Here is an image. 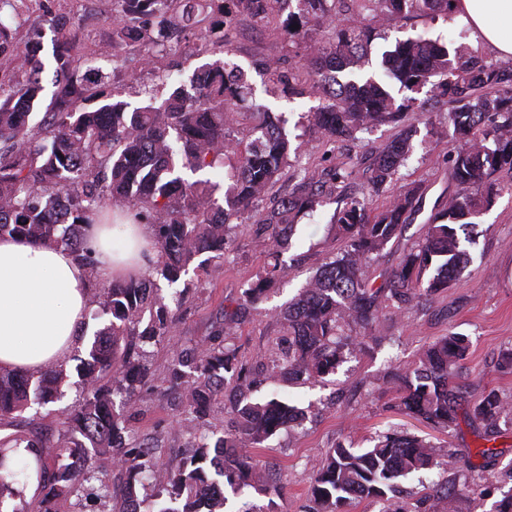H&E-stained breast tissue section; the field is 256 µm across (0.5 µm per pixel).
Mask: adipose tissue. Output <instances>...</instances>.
Wrapping results in <instances>:
<instances>
[{"label":"adipose tissue","mask_w":512,"mask_h":512,"mask_svg":"<svg viewBox=\"0 0 512 512\" xmlns=\"http://www.w3.org/2000/svg\"><path fill=\"white\" fill-rule=\"evenodd\" d=\"M473 38L512 59V0H456ZM88 241L107 279H122L145 265L135 244L149 245L144 224H92ZM88 277L68 250L24 238L0 237V369L36 372L62 363L79 345Z\"/></svg>","instance_id":"adipose-tissue-1"}]
</instances>
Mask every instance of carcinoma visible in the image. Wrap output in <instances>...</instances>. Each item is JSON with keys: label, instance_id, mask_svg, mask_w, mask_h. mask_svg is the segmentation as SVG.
Wrapping results in <instances>:
<instances>
[{"label": "carcinoma", "instance_id": "cac0c4a2", "mask_svg": "<svg viewBox=\"0 0 512 512\" xmlns=\"http://www.w3.org/2000/svg\"><path fill=\"white\" fill-rule=\"evenodd\" d=\"M112 49L136 47L145 64L155 49L167 47L176 29L191 30L197 4L210 22L199 31L225 46L224 58L203 65L191 90L179 85L156 106L134 107L112 94L102 82L109 57L84 60L80 28L71 12L53 17L52 58L55 90L46 111L34 112L44 90L40 58L42 31L32 22L25 39L18 28L0 19V57L13 64L0 77V235H19L69 249L95 282L99 314L107 317L87 356L76 366L83 402L59 420L62 438L35 434L24 440L0 438V506L4 498L23 499L30 473L43 490L37 512H58L61 497L90 480L107 490L110 467L129 473L124 502L138 498L140 474L155 447L133 436L125 412L133 395L150 377L149 368L124 350L130 336L161 342L170 336L176 317L156 293L158 280L170 288H205L240 227L238 220L255 212L280 174L299 156L284 121L265 103L239 111L251 89L248 73L234 59L226 33L228 21L286 15L284 34L293 38L321 26L336 9V0H115ZM370 25L340 30L329 45H306L297 70L285 71L268 61L257 66L274 94L313 96L319 104L306 114L308 126L332 147L337 141L396 123L417 107V98L396 94L426 86L447 99L448 123L459 143L445 163L455 191L434 206L424 234L402 253L398 265L370 283L366 264L400 238L420 211L424 190L415 184L373 208L367 198H336L337 185L352 172L324 170L314 180L298 173L288 194L275 196L256 212V232L264 235L270 261L248 283L236 310L192 347L182 349L163 382L186 391L185 408L198 419L221 407L226 377L244 379L245 367L224 348L226 335L240 324L237 310L263 301L267 288L288 274L282 259L298 219L325 201H338L333 224L342 247L325 262L276 320L288 336L277 364L291 380L323 381L334 375L345 356L363 354L383 341L376 324L387 307L399 314L422 306L455 284L471 261L467 245L477 219L502 191L497 174H512V67L466 54L451 41L408 37L381 55L382 75L363 71L372 27L382 20L411 14L454 12L455 0H367ZM416 130L404 128L384 145L373 162L371 192L380 196L413 150ZM132 213L152 228L155 258L147 269L127 278L97 282V262L87 246L85 226L107 219L122 223ZM149 320H144V315ZM354 325L358 336L345 333ZM469 343L450 334L430 342L418 359L393 379L396 407L435 428L456 424L463 385L457 369L467 359ZM63 366L36 373L0 369V426H14L15 414L42 409L62 397ZM309 408L276 393L255 400L240 393L232 407L233 429L204 437L194 452L164 473L162 490L149 512H224L226 492L238 498L232 512H256L239 499L252 488L268 493L263 466L243 453L302 424ZM466 418L478 423L482 438L496 440L501 425L512 422V406L491 390L468 405ZM24 448L32 458L16 469L8 457ZM59 449L65 463L46 475V460ZM455 456L441 458L425 438L387 433L370 448L342 442L321 454L310 487L309 512H344L356 500L384 502L383 512H411L393 500L399 481L433 468L449 471ZM435 493L444 512H456V490L442 481Z\"/></svg>", "mask_w": 512, "mask_h": 512}]
</instances>
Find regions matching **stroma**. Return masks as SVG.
<instances>
[{
	"mask_svg": "<svg viewBox=\"0 0 512 512\" xmlns=\"http://www.w3.org/2000/svg\"><path fill=\"white\" fill-rule=\"evenodd\" d=\"M68 6L81 28L87 52L97 56L111 53L113 0H69ZM368 20L365 0H339L332 22L299 37L285 39L279 19L274 18L267 24L243 23L230 43L236 62L250 73L256 98L282 113L287 130L300 137L299 163L307 175L317 178L324 168H347L351 163H359L360 172L350 178L345 189L351 196L366 193L362 170L371 164L376 152L393 134V127L375 128L359 134L357 139L338 143L334 151H326L314 131L302 124V115L315 106V98L267 95L263 78L254 72L253 65L267 59L284 68L297 66L304 44L332 42L336 30L361 26ZM418 35L450 40L466 52L490 61L495 58L494 53L475 44L468 27L454 15L416 14L394 18L377 28L370 51L376 55L395 40ZM223 56L222 47L190 39L174 45L172 50L155 53L147 65L137 52H127L123 68L137 72L140 85L147 87L160 85L170 73L187 83L195 70ZM419 97L426 102L425 111L407 113L403 119L404 124L417 129L414 149L394 176L390 189L396 192L411 182L423 183L426 188L423 208L402 237L388 244L372 262L369 274L374 280L380 273L396 267L404 247L418 238L435 202L453 190L443 162L448 151L456 146L448 132V105L425 89ZM334 209V204H324L313 217L300 221L293 245L283 255L288 264L287 277L270 288L264 303L247 311L244 322L235 328L230 340L239 358L257 375L259 384L253 391L254 397L275 390L312 408L302 425L270 439L265 447L251 449V456L268 468L272 487L269 494L252 495V502L262 512H309L313 465L321 452L339 442L369 448L378 435L403 432L425 437L441 451L457 453L455 468L447 476L459 489L456 512H490L501 490L512 488V425L505 426L501 436L491 444L480 436L476 426L464 420L446 430L433 428L394 409L393 388L387 377L413 362L425 343L453 332L466 336L470 343L469 356L458 370L460 382L467 386V400H475L493 389L512 402V374L497 369L502 354L512 349V192H503L491 210L481 217L477 243L470 250L472 260L455 286L403 317L385 313L378 324L383 343L368 353L347 356L328 383L286 382L269 374L282 335V328L271 313L287 308L309 277L332 257L338 246L336 230L330 222ZM267 261L264 242L248 225L225 253L208 288H191L179 294L171 288L161 289L165 304L176 314V326L169 340L145 345L144 360L156 379L137 391V403L129 418V427L136 437L154 440L157 471H164L189 453L199 435L219 431L227 423L223 417L209 425L194 420L185 413L182 397L160 386V377L167 373L177 351L208 335L225 306L240 297L245 284L255 280ZM103 324L96 303H88L80 345L64 363L68 379L58 410L79 404L77 358L85 354ZM489 445L497 452L495 461L490 463L480 455ZM126 482L125 471L112 470L106 497H98L96 490L87 484L80 492L61 499L59 512H111L123 500ZM476 485L487 487L489 496L473 493Z\"/></svg>",
	"mask_w": 512,
	"mask_h": 512,
	"instance_id": "1",
	"label": "stroma"
}]
</instances>
